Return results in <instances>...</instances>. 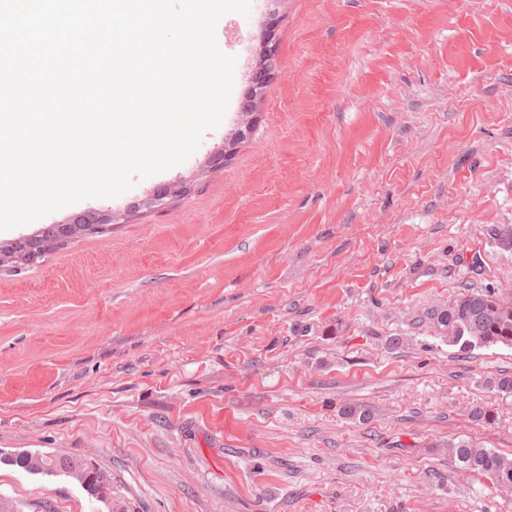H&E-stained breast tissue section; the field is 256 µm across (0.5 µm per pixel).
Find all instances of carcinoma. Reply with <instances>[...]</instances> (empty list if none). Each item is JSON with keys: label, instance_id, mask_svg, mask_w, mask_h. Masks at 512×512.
Segmentation results:
<instances>
[{"label": "carcinoma", "instance_id": "obj_1", "mask_svg": "<svg viewBox=\"0 0 512 512\" xmlns=\"http://www.w3.org/2000/svg\"><path fill=\"white\" fill-rule=\"evenodd\" d=\"M86 224H66L52 234H38L31 244L34 252L15 257L20 249L0 245V262L30 261L75 235L87 233ZM434 324L448 333V343L466 354L476 348L503 345L512 348V297L494 290H467L448 302V307L430 314ZM449 459L463 472L485 476L499 488H512V456L484 448L468 439H451L445 444ZM0 463L16 466L30 474L52 475L61 470L78 481L90 494L105 498L111 494L112 478L101 468L80 458L54 459L40 451L0 453Z\"/></svg>", "mask_w": 512, "mask_h": 512}]
</instances>
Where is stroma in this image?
Listing matches in <instances>:
<instances>
[{
    "label": "stroma",
    "instance_id": "1",
    "mask_svg": "<svg viewBox=\"0 0 512 512\" xmlns=\"http://www.w3.org/2000/svg\"><path fill=\"white\" fill-rule=\"evenodd\" d=\"M215 37L236 59L231 107L186 162L0 231L110 219L0 264V451L112 476L102 500L0 464V496L19 512H512V489L431 449L512 454V397L493 387L512 348L460 353L429 318L512 286L496 243L512 0H252Z\"/></svg>",
    "mask_w": 512,
    "mask_h": 512
}]
</instances>
